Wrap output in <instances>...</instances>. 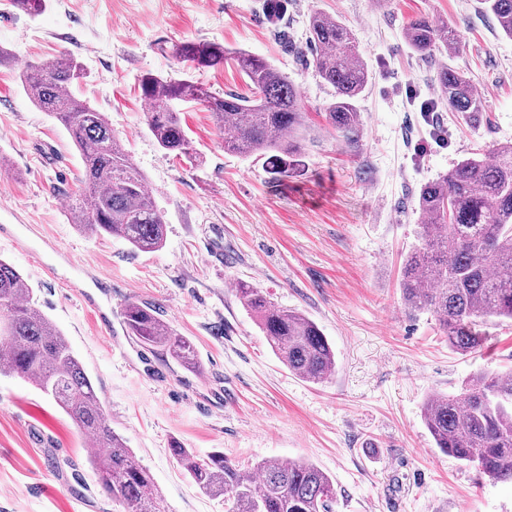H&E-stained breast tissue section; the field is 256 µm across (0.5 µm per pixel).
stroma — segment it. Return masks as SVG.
<instances>
[{
  "label": "stroma",
  "mask_w": 512,
  "mask_h": 512,
  "mask_svg": "<svg viewBox=\"0 0 512 512\" xmlns=\"http://www.w3.org/2000/svg\"><path fill=\"white\" fill-rule=\"evenodd\" d=\"M273 9V0H47L31 17L0 0V47L14 57L0 66V257L69 339L169 512H224L170 454L176 442L249 467L313 463L336 484L335 512H512V485L441 452L422 417L430 395L459 393L474 372L512 371V325L487 326L482 352L463 355L432 314L405 310L400 290L421 187L512 141V39L482 0H287L281 14ZM315 13L352 27L370 72L353 143L326 120L334 90L305 47ZM418 17L459 32L452 64L486 100L480 123L439 103L437 61L420 60L404 37ZM185 41L257 55L297 85L305 128L296 169L279 175L262 154L225 152L209 112L194 104L176 110L196 160L158 146L144 73L248 91L232 63L194 72L179 62L172 47ZM63 52L84 68L73 92L107 115L145 175L167 225L159 250L71 222L79 154L19 79L25 63ZM241 280L318 325L336 354L327 381L305 382L277 358L236 295ZM130 300L155 305L193 342L200 371L127 332ZM88 456L61 409L0 374V512H113Z\"/></svg>",
  "instance_id": "obj_1"
}]
</instances>
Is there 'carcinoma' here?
<instances>
[{"label": "carcinoma", "mask_w": 512, "mask_h": 512, "mask_svg": "<svg viewBox=\"0 0 512 512\" xmlns=\"http://www.w3.org/2000/svg\"><path fill=\"white\" fill-rule=\"evenodd\" d=\"M502 32L512 37V0H483ZM307 49L317 76L334 89L328 124L347 141L358 136L357 101L369 74L351 28L316 13L308 20ZM405 38L424 61L452 58L460 35L443 23L411 20ZM173 54L193 70L234 60L248 79L249 94L210 91L191 79L141 76L151 107L147 121L157 144L177 157L196 158L176 102H193L210 113L224 150L248 156L269 154L271 168L288 173L300 146L298 87L261 57L207 42H182ZM81 64L60 55L24 65L20 79L31 102L53 115L68 132L81 163L84 193L71 204L72 222L94 234L119 237L141 252L162 247L166 224L147 192L146 179L106 116L72 91ZM440 102L478 123L486 104L465 73L446 64L437 74ZM419 243L408 253L400 282L411 314L429 312L464 355L478 353L488 323L512 321V143L496 145L490 157H469L426 183L419 194ZM20 272L0 259V373L34 384L89 437L101 453L90 455L102 490L116 512H166L163 496L125 440L112 431L107 411L66 336L43 314ZM237 295L257 319L269 345L288 370L319 384L335 366V353L318 326L295 309L271 304L262 289L241 281ZM129 332L140 343L164 351L193 370V343L167 324L157 308L129 301L123 309ZM423 421L443 452L473 466L493 482L512 483V375L481 370L457 394L435 393L423 406ZM205 493L224 497L226 512H333L332 479L309 462L266 459L243 467L222 451L200 456L179 444L170 448Z\"/></svg>", "instance_id": "carcinoma-1"}]
</instances>
